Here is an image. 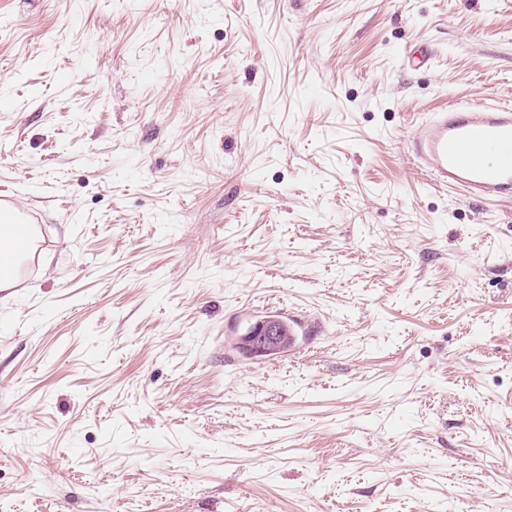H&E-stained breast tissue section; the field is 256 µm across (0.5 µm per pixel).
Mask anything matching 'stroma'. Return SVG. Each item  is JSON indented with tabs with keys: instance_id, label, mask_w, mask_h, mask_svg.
<instances>
[{
	"instance_id": "1",
	"label": "stroma",
	"mask_w": 512,
	"mask_h": 512,
	"mask_svg": "<svg viewBox=\"0 0 512 512\" xmlns=\"http://www.w3.org/2000/svg\"><path fill=\"white\" fill-rule=\"evenodd\" d=\"M471 99L512 0H0V512H512V204L405 143ZM12 224H18L17 228V259L7 266L2 267V274L5 276L14 275L19 272L21 257L27 252L30 246V230L28 224L30 221H26L21 215H13L10 217ZM279 333V325L274 319H264L253 324L248 333L241 336V342L247 348L261 352L265 348L278 342L280 338Z\"/></svg>"
}]
</instances>
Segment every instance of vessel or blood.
<instances>
[{
    "mask_svg": "<svg viewBox=\"0 0 512 512\" xmlns=\"http://www.w3.org/2000/svg\"><path fill=\"white\" fill-rule=\"evenodd\" d=\"M408 152L437 187L474 202H512V104H445L415 126Z\"/></svg>",
    "mask_w": 512,
    "mask_h": 512,
    "instance_id": "1",
    "label": "vessel or blood"
}]
</instances>
